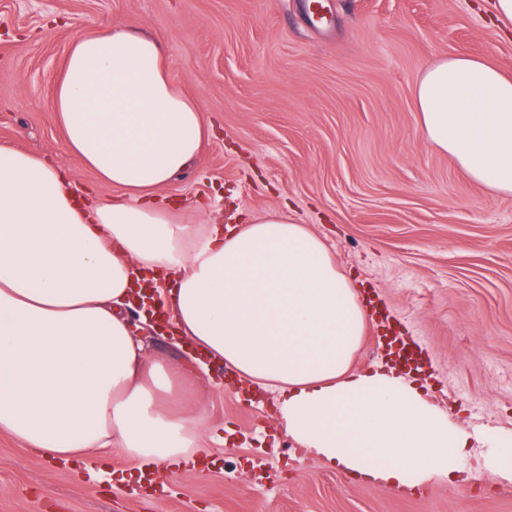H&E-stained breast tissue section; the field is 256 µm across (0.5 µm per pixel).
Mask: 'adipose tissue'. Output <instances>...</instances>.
Wrapping results in <instances>:
<instances>
[{"label":"adipose tissue","instance_id":"ef3b65f1","mask_svg":"<svg viewBox=\"0 0 512 512\" xmlns=\"http://www.w3.org/2000/svg\"><path fill=\"white\" fill-rule=\"evenodd\" d=\"M415 101L432 146L512 194L511 74L444 58ZM53 104L71 154L123 195L86 203L61 167L0 147V433L47 457L109 449L157 467L223 446L199 371L149 359L133 330L140 290L164 280L176 332L277 391L280 426L308 455L403 494L455 474L471 433L389 366L353 372L367 315L318 235L280 213L183 224L159 200L209 130L155 39L89 28ZM482 443L483 469L511 480L512 431Z\"/></svg>","mask_w":512,"mask_h":512}]
</instances>
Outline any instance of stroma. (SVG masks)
<instances>
[{
	"label": "stroma",
	"mask_w": 512,
	"mask_h": 512,
	"mask_svg": "<svg viewBox=\"0 0 512 512\" xmlns=\"http://www.w3.org/2000/svg\"><path fill=\"white\" fill-rule=\"evenodd\" d=\"M0 0V146L47 156L78 194L120 191L69 152L53 89L88 26L145 32L210 136L163 195L183 222L278 212L323 238L379 308L353 367L382 364L400 328L421 385L473 435L463 479L396 494L291 456L277 395L244 397L224 368L204 379L224 444L150 493L114 481L119 454L70 464L0 433V512H512V485L479 467L481 435L512 430V195L480 186L420 129L413 88L436 60L484 57L512 73L491 0Z\"/></svg>",
	"instance_id": "35a3bbf8"
}]
</instances>
